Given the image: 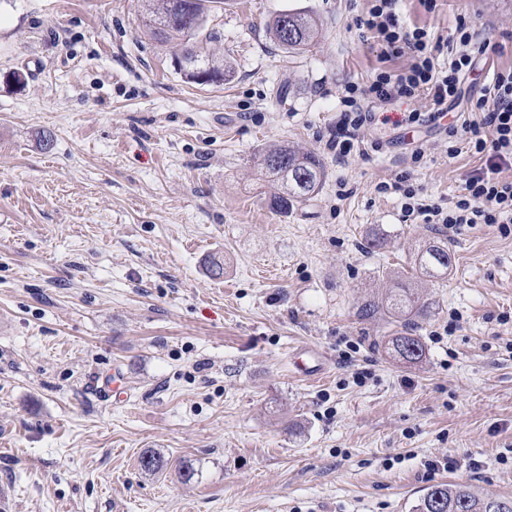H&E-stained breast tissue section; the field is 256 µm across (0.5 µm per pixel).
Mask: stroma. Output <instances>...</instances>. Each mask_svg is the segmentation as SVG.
Segmentation results:
<instances>
[{"mask_svg":"<svg viewBox=\"0 0 512 512\" xmlns=\"http://www.w3.org/2000/svg\"><path fill=\"white\" fill-rule=\"evenodd\" d=\"M367 0H226L235 76L185 82L138 0H0V484L11 512H413L437 482L512 496V232L403 223L380 182L447 207L484 161L435 128L368 127L381 152L337 162L341 88L380 46ZM310 10L324 36L276 48L267 21ZM408 25L467 21L512 68V0H404ZM21 81H14V74ZM54 144L43 148L42 133ZM320 159L314 197L273 210L267 145ZM384 237L372 247L373 236ZM443 239L447 276L414 278L427 306L409 364L386 311L359 314L418 249ZM224 264L221 277L208 272ZM323 352L303 377L294 350ZM123 375L115 400L105 377ZM155 452L163 470H141ZM453 460L444 469L445 460ZM191 480H183L184 469Z\"/></svg>","mask_w":512,"mask_h":512,"instance_id":"stroma-1","label":"stroma"}]
</instances>
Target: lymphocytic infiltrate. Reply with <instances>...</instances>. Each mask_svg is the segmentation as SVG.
I'll list each match as a JSON object with an SVG mask.
<instances>
[{"mask_svg": "<svg viewBox=\"0 0 512 512\" xmlns=\"http://www.w3.org/2000/svg\"><path fill=\"white\" fill-rule=\"evenodd\" d=\"M369 2L366 14L354 20L357 30L374 35L383 60L406 54L411 62L398 71L378 69L367 85L345 84L343 108L329 132L328 148L342 159L362 143L364 130L376 120L375 113L365 105L366 99L389 102L427 96L432 111L403 113L397 126L418 130L439 125L452 141L459 133H466L472 150L484 157L485 165L468 172L461 194L447 209L422 202L407 173L391 184L381 185V192L402 196L401 213L406 222L420 219L455 231L479 224H512V180L499 177L502 168L512 167V69L494 73L489 87L472 106L479 114L477 120L462 125L447 122L449 110L459 106L465 96L464 84L479 56L487 51V41L479 39L463 22L448 40L423 27H408L400 18L401 0ZM448 42L455 51L444 62L440 55Z\"/></svg>", "mask_w": 512, "mask_h": 512, "instance_id": "1", "label": "lymphocytic infiltrate"}]
</instances>
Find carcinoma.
Segmentation results:
<instances>
[{"mask_svg":"<svg viewBox=\"0 0 512 512\" xmlns=\"http://www.w3.org/2000/svg\"><path fill=\"white\" fill-rule=\"evenodd\" d=\"M224 0H144L143 25L151 37L182 51L196 46L202 51L207 83L220 85L233 77L224 56L211 48L220 42V35L207 25L192 26L199 13L210 15L221 9ZM288 17V29L280 27V18ZM270 39L289 52H301L316 45L322 37V23L316 13L307 10H286L271 17L267 23ZM270 189V206L280 213L309 199L322 186L324 169L320 160L292 145L281 143L266 147L258 156ZM415 263L423 274L436 277L448 273L453 258L448 243L430 242L417 253ZM421 296L411 288H402L385 298L387 313L405 325ZM393 351L401 359L417 363L425 356L418 337L404 331L391 338ZM415 512H512V497L479 492L460 483H436L428 486L415 506Z\"/></svg>","mask_w":512,"mask_h":512,"instance_id":"obj_1","label":"carcinoma"}]
</instances>
